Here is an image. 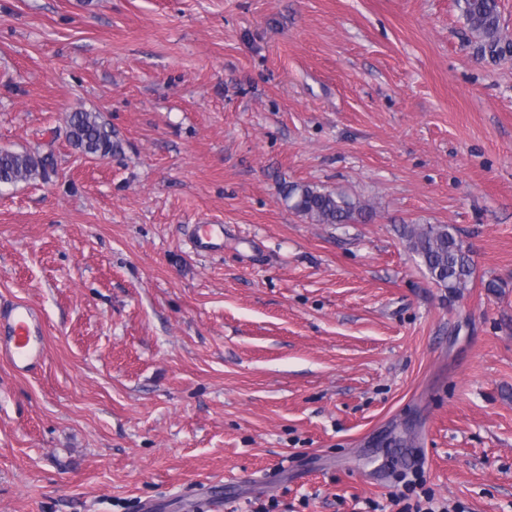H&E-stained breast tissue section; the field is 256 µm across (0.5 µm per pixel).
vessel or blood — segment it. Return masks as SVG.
I'll return each instance as SVG.
<instances>
[{
	"label": "vessel or blood",
	"instance_id": "obj_1",
	"mask_svg": "<svg viewBox=\"0 0 512 512\" xmlns=\"http://www.w3.org/2000/svg\"><path fill=\"white\" fill-rule=\"evenodd\" d=\"M46 343L43 319L33 304L15 301L0 304V361L20 375L43 362Z\"/></svg>",
	"mask_w": 512,
	"mask_h": 512
}]
</instances>
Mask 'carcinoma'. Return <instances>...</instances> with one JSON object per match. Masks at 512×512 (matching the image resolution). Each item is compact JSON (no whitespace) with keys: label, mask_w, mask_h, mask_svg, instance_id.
Here are the masks:
<instances>
[{"label":"carcinoma","mask_w":512,"mask_h":512,"mask_svg":"<svg viewBox=\"0 0 512 512\" xmlns=\"http://www.w3.org/2000/svg\"><path fill=\"white\" fill-rule=\"evenodd\" d=\"M456 2L481 52L501 56L512 47L502 34L497 0ZM66 124L68 142L87 157L105 159L120 149L119 142L113 139L112 127L93 112H72ZM53 172L50 154H19L0 149V186L36 178L46 180ZM282 198L289 209L315 224H354L372 217L369 204L308 184L284 186ZM401 235L437 285L450 294H460L469 287L472 260L453 228L445 224H405Z\"/></svg>","instance_id":"cac0c4a2"}]
</instances>
